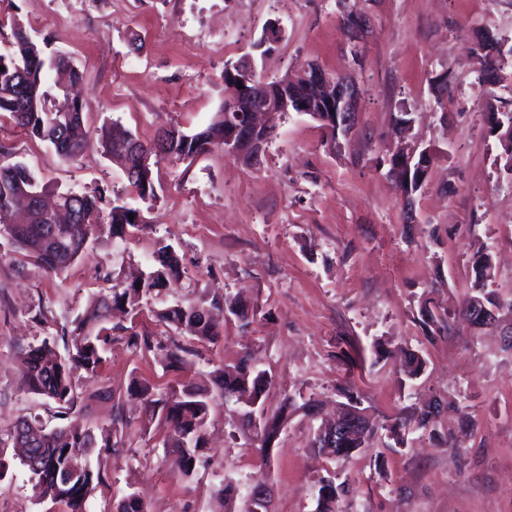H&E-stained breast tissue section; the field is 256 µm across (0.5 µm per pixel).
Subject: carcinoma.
Returning a JSON list of instances; mask_svg holds the SVG:
<instances>
[{
    "instance_id": "cac0c4a2",
    "label": "carcinoma",
    "mask_w": 512,
    "mask_h": 512,
    "mask_svg": "<svg viewBox=\"0 0 512 512\" xmlns=\"http://www.w3.org/2000/svg\"><path fill=\"white\" fill-rule=\"evenodd\" d=\"M13 50L0 54V112H8L17 126L29 136L46 141L54 146L56 154L64 160L76 159L84 150L88 130L85 129L86 104L77 102L75 111L59 113L47 107L46 91L43 90L45 71L57 66L69 71L71 80L79 82L83 73L70 58L63 55L45 56L44 50L28 35L16 29L13 32ZM478 59V84L493 90L501 82L503 67L487 60L479 49H474ZM99 140L104 152L122 162L126 158L116 153L120 142L134 143L145 153L158 149L164 157L188 160L207 151L210 146L224 144V112H219L212 123L195 133L164 131L150 143L135 138L130 130L117 122L100 128ZM129 185L141 198H153L156 189L153 169L135 171L123 166ZM37 192L39 186L35 175L22 161L0 164V223L11 218L16 201L24 192ZM62 212L54 215L51 222L41 218L40 212L31 208L21 224H11L4 232L13 244L40 262L50 273L58 275L66 271L84 252L89 240L107 234L122 237L129 229L142 222L139 211L128 207L117 199L108 200L104 191L95 194H78L72 191L57 193ZM134 219H129V215ZM484 253L474 254L471 264L472 280L469 297L482 296L490 301L496 295L486 290L492 270L480 267ZM154 264L146 277L123 288L110 287L108 291L92 299L84 311L76 315L61 328L60 338L68 355L57 350L56 341L48 338L29 346L22 354V386L25 391L42 395L56 404V415L66 416L76 402L75 371L82 370L94 375L102 362L103 346L112 336L107 326L112 309L128 305L136 307L146 295L160 293L179 277V259L170 244L158 247L153 257ZM224 308L228 315L246 327L249 324V308L242 301L226 296L213 297L209 302L177 304L165 309L162 320L184 330L199 341L212 340L217 335L210 318V309ZM192 349L176 340L166 347L164 368L172 372H183L189 364ZM405 373L410 378L418 377L424 367L422 358L410 351L403 352ZM271 378L264 370L248 364L242 358L233 366H224L215 371L216 392L212 393L192 384H184L180 390L154 393L150 386L141 385L134 390L145 403L146 410L161 412L170 427L164 447L173 449L179 462L181 475L191 478L202 456L198 449L205 447L204 431L211 406L215 399L232 403L241 408L240 414L251 411L249 403H264V395ZM441 404L434 401L408 417H399L388 426L395 443H403L401 431L409 426L430 430L439 414ZM261 424L241 418L235 428L253 434L261 447L269 448L282 428V416L267 418L260 415ZM375 433L373 422L364 418L352 431L345 444L327 448L324 440L314 437L313 448L331 460H345L352 453L366 446ZM12 444L14 456L26 464L29 454L37 455L41 469L30 470L34 496L47 499L66 507L65 512H85L89 496L102 480L101 472L86 469L90 454L97 448L95 437L88 429L59 427L46 429L36 417L17 419L8 429L7 438L1 441ZM222 503L219 512H234L236 488L231 483L218 490Z\"/></svg>"
}]
</instances>
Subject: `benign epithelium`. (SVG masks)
I'll return each mask as SVG.
<instances>
[{
	"label": "benign epithelium",
	"mask_w": 512,
	"mask_h": 512,
	"mask_svg": "<svg viewBox=\"0 0 512 512\" xmlns=\"http://www.w3.org/2000/svg\"><path fill=\"white\" fill-rule=\"evenodd\" d=\"M224 85L228 87L224 99V153L241 160L258 158L283 112L310 115L324 129L334 128L345 136L356 127L359 87L353 81L329 76L316 64L291 79L267 82L257 79L248 61L228 71ZM471 311V323L482 328L497 323L501 308H490L476 298ZM365 416L366 412L354 405H344L328 439L343 436L349 425Z\"/></svg>",
	"instance_id": "1"
}]
</instances>
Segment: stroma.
Here are the masks:
<instances>
[{
	"label": "stroma",
	"mask_w": 512,
	"mask_h": 512,
	"mask_svg": "<svg viewBox=\"0 0 512 512\" xmlns=\"http://www.w3.org/2000/svg\"><path fill=\"white\" fill-rule=\"evenodd\" d=\"M353 0H12L0 14V53L22 27L46 54L70 56L81 70L86 128L117 121L140 140L158 131L193 133L224 104V70L253 59L273 81L319 65L361 91L352 135L329 141L308 115L285 112L259 159L246 163L214 146L190 161L167 158L153 169L156 195L143 199L123 170L90 140L73 161L30 138L0 115V145L28 165L46 192L121 197L143 217L122 238L91 242L62 275L0 235V429L18 417L56 426L53 404L21 387L20 358L54 336L107 291L102 279L129 281L151 268L160 243L173 244L181 277L142 297L138 315L115 311L117 329L97 374L77 372L70 421L111 440L91 454L104 480L87 512H117L139 493L148 512H214L222 482L265 480L274 512H315L320 478L349 486L342 512H512V173L495 163L501 148L482 114L494 96H512V76L487 92L476 82V33L512 40V0H362L368 27L350 46L341 21ZM280 36L258 46L269 24ZM450 83L437 97L439 77ZM414 117L400 138L394 117ZM430 149L434 161L413 207L388 175L403 143ZM487 250L489 283L507 310L495 328L475 329L458 308L471 285V259ZM236 296L253 309L247 327L217 318L219 331L197 341L162 321L178 302ZM437 322L423 331L420 309ZM151 335L154 348L130 350L124 326ZM194 351L186 373L164 370L170 340ZM425 362L408 379L401 351ZM249 356L272 384L268 413L294 399L268 454L234 429L233 405L214 404L204 466L185 481L164 448L162 418L147 419L132 381L157 391L191 383L212 388L218 367ZM360 401L379 427L368 447L341 462L314 452L323 418L346 398ZM314 399V411L303 410ZM447 402L435 428L445 444L410 429L392 446L385 426L432 399ZM472 425L462 429V416ZM0 512H62L36 499L29 471L12 448L0 453Z\"/></svg>",
	"instance_id": "35a3bbf8"
}]
</instances>
